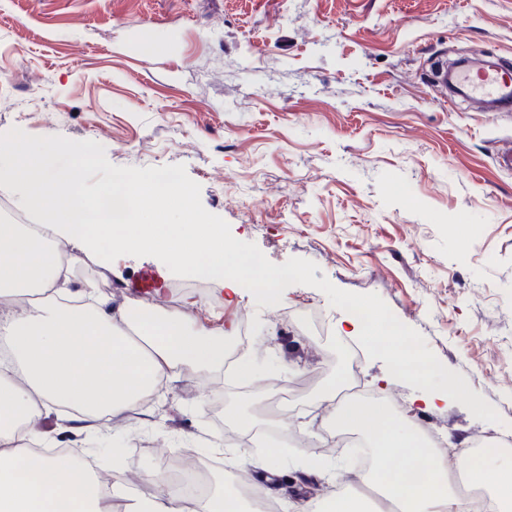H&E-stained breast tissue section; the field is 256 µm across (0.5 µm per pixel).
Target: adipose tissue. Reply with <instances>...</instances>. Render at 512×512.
Masks as SVG:
<instances>
[{
    "instance_id": "1",
    "label": "adipose tissue",
    "mask_w": 512,
    "mask_h": 512,
    "mask_svg": "<svg viewBox=\"0 0 512 512\" xmlns=\"http://www.w3.org/2000/svg\"><path fill=\"white\" fill-rule=\"evenodd\" d=\"M57 150H40L0 139V191H13L21 207L40 212V224H0V512H248L234 486L202 500L165 487L133 494L119 483H99L73 461L36 456L39 421L52 409L66 412L64 430L97 434L102 419L124 420L137 412L157 384L184 371H224V339L195 328L188 317L155 304L132 312L113 309L92 284L72 288V272L100 241L124 251L148 247V228L162 237L169 266L200 272L209 258L220 273L214 283L236 288L256 274L265 283L280 277L255 269L226 252L222 225L204 224L181 201L174 219L157 187L126 172L129 196L122 220L92 210L74 189L55 178ZM342 427L365 436L373 469L366 484L382 485L387 503L402 512H474L473 500L454 489V474L487 486L496 512H512V465L489 456L448 455L425 443L381 400L361 402L325 396Z\"/></svg>"
}]
</instances>
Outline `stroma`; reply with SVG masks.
Wrapping results in <instances>:
<instances>
[{
  "mask_svg": "<svg viewBox=\"0 0 512 512\" xmlns=\"http://www.w3.org/2000/svg\"><path fill=\"white\" fill-rule=\"evenodd\" d=\"M474 52L512 61V0H0V133L92 140L121 167L184 165L236 239L379 295L502 421L441 392L422 409L421 389L363 355L367 392L436 446L464 450L480 435L491 449L512 439V171L498 164L512 111L442 98L430 79L435 61ZM145 271L154 302L225 342L248 314L251 344L234 359L256 378L241 422L224 421L227 375L184 373L100 434L61 435L43 417L45 447L145 491L181 449L213 463L214 484L278 487L283 512L352 491L355 458L324 442L361 436L322 399L331 387L347 396V366L328 357L331 339L357 344L349 312L300 284L273 307L244 288L188 290L191 273L155 248H99L74 277L122 308L141 304L131 283ZM270 415L279 436L256 440L247 460L219 453L225 433ZM304 439L321 444L336 480L306 470Z\"/></svg>",
  "mask_w": 512,
  "mask_h": 512,
  "instance_id": "1",
  "label": "stroma"
}]
</instances>
